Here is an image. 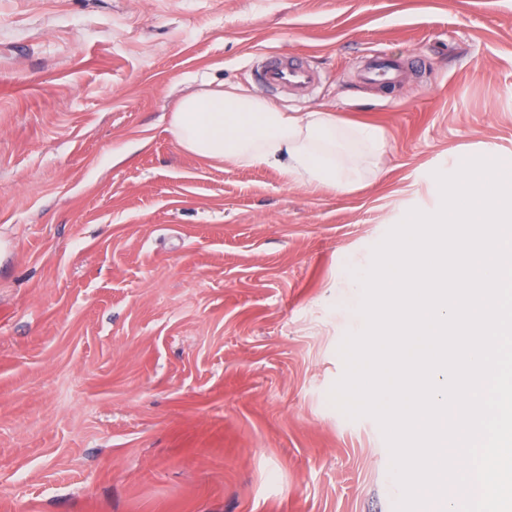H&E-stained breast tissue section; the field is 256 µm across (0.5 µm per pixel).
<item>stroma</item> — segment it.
<instances>
[{"label": "stroma", "mask_w": 512, "mask_h": 512, "mask_svg": "<svg viewBox=\"0 0 512 512\" xmlns=\"http://www.w3.org/2000/svg\"><path fill=\"white\" fill-rule=\"evenodd\" d=\"M377 52L424 67L380 92ZM270 54L318 84L260 85ZM206 83L385 151L347 192L206 163L167 131ZM477 157L512 161V0H0V512H395L329 397L350 282Z\"/></svg>", "instance_id": "1"}]
</instances>
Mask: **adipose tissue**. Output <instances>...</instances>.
I'll list each match as a JSON object with an SVG mask.
<instances>
[{"label":"adipose tissue","instance_id":"ef3b65f1","mask_svg":"<svg viewBox=\"0 0 512 512\" xmlns=\"http://www.w3.org/2000/svg\"><path fill=\"white\" fill-rule=\"evenodd\" d=\"M168 132L184 152L240 168H271L287 182L343 191L359 185L358 169L346 166L337 144L377 158L385 148L380 129L343 127L335 113L283 111L247 90L203 88L182 98L170 114Z\"/></svg>","mask_w":512,"mask_h":512}]
</instances>
